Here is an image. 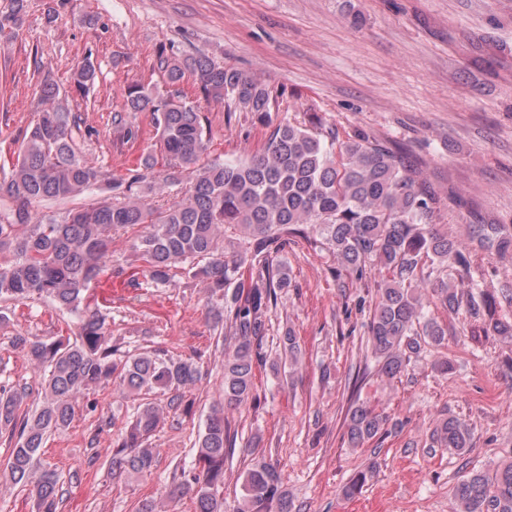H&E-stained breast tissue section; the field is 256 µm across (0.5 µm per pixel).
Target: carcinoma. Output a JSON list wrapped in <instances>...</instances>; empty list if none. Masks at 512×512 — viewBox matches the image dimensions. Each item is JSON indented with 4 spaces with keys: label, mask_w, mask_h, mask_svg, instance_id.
Returning a JSON list of instances; mask_svg holds the SVG:
<instances>
[{
    "label": "carcinoma",
    "mask_w": 512,
    "mask_h": 512,
    "mask_svg": "<svg viewBox=\"0 0 512 512\" xmlns=\"http://www.w3.org/2000/svg\"><path fill=\"white\" fill-rule=\"evenodd\" d=\"M163 64L166 92L139 84L125 92L126 111L152 114L160 145L142 153L127 176L112 178L78 158L76 115L46 84L45 107L12 167L0 177V193L11 201L0 212V250L15 255L14 262L0 265V301L50 302L80 321L72 338H13V346L49 368V374L41 381L46 394L41 403H28L32 390L26 382L0 385V434L13 442L7 480L28 491L36 512H61L60 476L42 461L40 450L50 434L69 426L79 399L96 386L117 380L136 395L168 396L171 409L193 408L185 389L203 379L200 362L151 347L134 354L122 351L112 341L111 309L90 294V284L109 257L112 231L146 224L149 231L132 245L145 263V276L166 285L181 267L204 279L216 299L214 323L225 330L224 404L211 408L192 464L174 467L169 498L190 495L196 512H224V463L238 454L247 468L234 512H291L275 465L253 457L252 448H237L238 431L226 416V410L254 399L258 367L267 365L277 375L300 362L302 350L291 332L277 359L269 363L263 352L268 314L292 287L280 259L290 238L318 237L352 284H366L374 269L386 271L375 282L368 347L388 379L420 353L421 343L440 346L448 336V329L427 315L428 295L448 312L463 310L482 322L485 335L512 338V318L497 314V301L512 305V289H502L498 298L483 293L477 298L462 290L473 282L471 252L437 229L439 199L401 150L361 130L342 140L330 131L327 143L287 121L275 125L262 148L247 158L210 160L205 118L178 89L185 73L195 77L204 96L266 124L276 96L257 78L204 54ZM161 159L170 169L164 181L176 183L184 172L190 177L188 191L166 208L146 199ZM103 185L123 200L37 215L44 202H67ZM230 229L243 234L241 245H223ZM472 240L499 259L512 260V225L477 224ZM163 420V407L155 401L134 409L112 448V479L152 473L158 452L151 438ZM346 421L353 448L388 424L387 416L365 402L353 403ZM470 437L465 423L449 417L437 424L431 440L463 452ZM373 476L372 466L360 472L345 487V496L354 497ZM452 498L455 512H512V463L492 482L481 473L464 477L453 487Z\"/></svg>",
    "instance_id": "carcinoma-1"
}]
</instances>
